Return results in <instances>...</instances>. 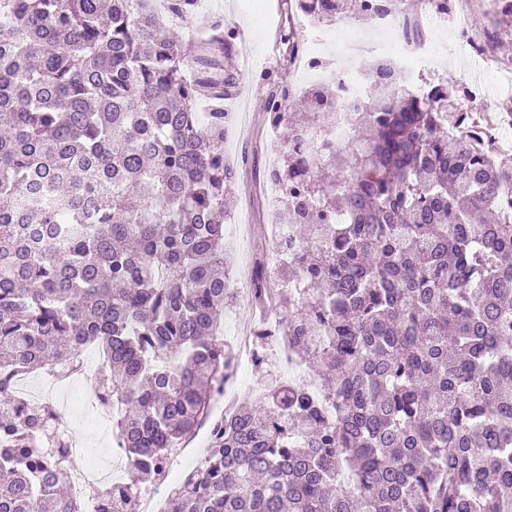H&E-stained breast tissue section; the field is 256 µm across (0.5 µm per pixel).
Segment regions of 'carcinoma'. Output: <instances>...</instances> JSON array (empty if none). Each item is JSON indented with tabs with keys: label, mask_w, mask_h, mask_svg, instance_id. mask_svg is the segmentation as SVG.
<instances>
[{
	"label": "carcinoma",
	"mask_w": 512,
	"mask_h": 512,
	"mask_svg": "<svg viewBox=\"0 0 512 512\" xmlns=\"http://www.w3.org/2000/svg\"><path fill=\"white\" fill-rule=\"evenodd\" d=\"M199 0H0V512H83L60 490L70 457L48 404L18 377L96 346L129 481L93 490L132 512L141 486L209 425L170 512H512V154L455 132L448 84L417 96L387 60L352 138L331 125L336 82L288 96L268 71V119L286 129L274 223L281 339L314 385L279 376L253 405L211 416L231 374L217 334L224 267V113L238 32L214 21L204 69L180 42ZM318 25L372 0H284ZM252 297L268 298L265 262Z\"/></svg>",
	"instance_id": "1"
}]
</instances>
